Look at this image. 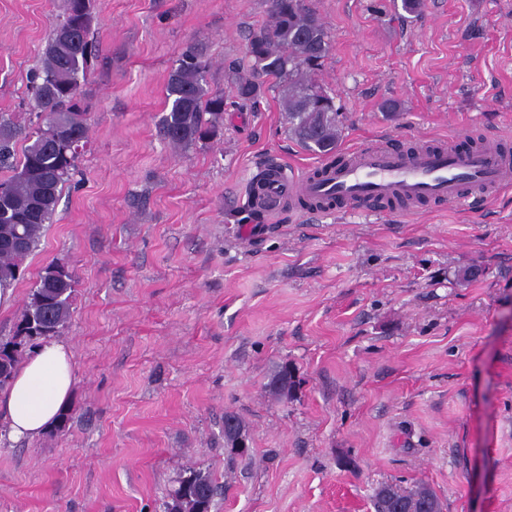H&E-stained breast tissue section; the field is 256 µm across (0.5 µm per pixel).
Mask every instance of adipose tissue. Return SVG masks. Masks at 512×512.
I'll return each instance as SVG.
<instances>
[{"label":"adipose tissue","mask_w":512,"mask_h":512,"mask_svg":"<svg viewBox=\"0 0 512 512\" xmlns=\"http://www.w3.org/2000/svg\"><path fill=\"white\" fill-rule=\"evenodd\" d=\"M74 380L73 354L61 340L50 339L16 370L0 391V412L16 439H32L56 425Z\"/></svg>","instance_id":"1"}]
</instances>
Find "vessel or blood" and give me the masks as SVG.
Wrapping results in <instances>:
<instances>
[{
	"label": "vessel or blood",
	"instance_id": "vessel-or-blood-1",
	"mask_svg": "<svg viewBox=\"0 0 512 512\" xmlns=\"http://www.w3.org/2000/svg\"><path fill=\"white\" fill-rule=\"evenodd\" d=\"M512 183V158L489 143L460 149L457 138L427 143L409 152L385 146H361L339 161H325L298 175L279 162L269 167L263 198L255 208L275 211L281 202L319 204L320 214L344 216L363 202L402 204L405 212L423 201L466 205Z\"/></svg>",
	"mask_w": 512,
	"mask_h": 512
}]
</instances>
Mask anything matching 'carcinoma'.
I'll return each instance as SVG.
<instances>
[{
  "instance_id": "1",
  "label": "carcinoma",
  "mask_w": 512,
  "mask_h": 512,
  "mask_svg": "<svg viewBox=\"0 0 512 512\" xmlns=\"http://www.w3.org/2000/svg\"><path fill=\"white\" fill-rule=\"evenodd\" d=\"M268 24L247 39L245 55L252 72H237L231 78L235 96L243 102L256 100L263 92L258 77L274 80L281 90V106L288 135L305 151L320 157L336 154L342 127L334 96L326 94L318 76L332 51V36L304 0H269ZM95 0H65L53 23L41 65L34 68L27 97L37 122L25 132L24 146L16 152L19 132L13 122L0 120V286L17 280L23 262L39 246L46 225L52 223L63 187L78 169L80 154L70 149L88 144L89 112L82 105L81 80L95 58L92 24ZM208 60L193 50L176 60L166 87L170 111L163 116L161 133L175 145L202 141L224 125V93L205 87ZM76 280L68 272L49 280L40 275L32 288L15 327L25 326L40 344L60 335L72 315ZM296 389L295 375L284 365L273 375L269 390L286 397ZM224 430L226 447L235 448L247 437L242 420L232 413ZM221 486L211 474L185 469L173 479L164 512H212ZM442 512L432 488L418 484L401 488L383 484L372 496L374 512H423V502Z\"/></svg>"
}]
</instances>
